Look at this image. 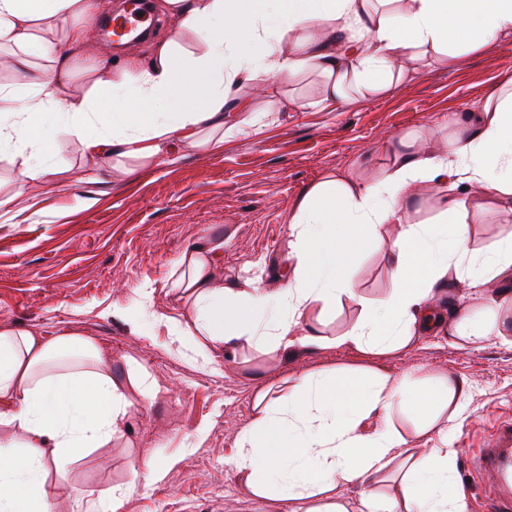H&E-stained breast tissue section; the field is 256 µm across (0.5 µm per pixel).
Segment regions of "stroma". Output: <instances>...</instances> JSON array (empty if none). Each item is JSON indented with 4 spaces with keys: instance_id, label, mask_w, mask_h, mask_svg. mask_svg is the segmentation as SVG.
I'll list each match as a JSON object with an SVG mask.
<instances>
[{
    "instance_id": "1",
    "label": "stroma",
    "mask_w": 512,
    "mask_h": 512,
    "mask_svg": "<svg viewBox=\"0 0 512 512\" xmlns=\"http://www.w3.org/2000/svg\"><path fill=\"white\" fill-rule=\"evenodd\" d=\"M417 75L393 91L336 112L314 106L319 82L261 80L243 86L260 117L225 134L222 151L184 147L176 160L113 176L84 158L76 141L58 140V163L80 181L48 191L33 183L43 215L30 224L0 217V324L37 330L47 339L76 332L112 353V374L131 403L122 434L71 470V488L94 497L130 486L120 512H287L284 503L256 498L234 467L241 434L254 422L258 389L280 391L309 374L368 366L398 377L445 373L472 385L471 413L450 432L457 450L455 475L467 512H480L495 493L493 481L472 465L488 434L512 420V342L465 345L444 333L386 358L343 347L298 352L270 360L253 347L217 349L202 368L172 343L157 314L188 315L171 292L174 261L202 239L224 238V271L253 276L265 262V282L278 281L288 250V221L310 185L336 171L372 179L384 169V143L411 136L440 149L449 119L480 111L485 99L512 80V38L440 67L419 61ZM308 100L291 109L288 97ZM471 246L485 251L512 235V207L475 200L469 214ZM398 225L380 224L363 240L349 277L353 298L325 315L335 336L360 315V300L376 304L394 286L386 252ZM152 294L150 317L139 325L124 314L143 285ZM147 369L157 392L143 398L133 384ZM155 451L164 467L155 482L134 478L130 464Z\"/></svg>"
}]
</instances>
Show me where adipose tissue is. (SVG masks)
Returning <instances> with one entry per match:
<instances>
[{"mask_svg":"<svg viewBox=\"0 0 512 512\" xmlns=\"http://www.w3.org/2000/svg\"><path fill=\"white\" fill-rule=\"evenodd\" d=\"M161 8L173 20L168 39L109 78L89 60L80 89L69 80L71 57L87 49L83 23L94 0H0V43L15 46L13 66L39 57L51 64L26 87L0 83V154L18 162L0 212L39 215L28 186L58 182V136L76 138L102 164L154 165L199 143L220 151L225 131L250 123L251 102L238 91L259 78L288 83L316 74L318 104L333 112L396 87L426 56L444 65L512 37V0H162ZM387 152L380 177L336 175L300 197L276 287L259 276L217 278L223 243L182 253L170 287L190 300L191 320H160L196 363L209 366L220 346L275 358L332 346L389 356L441 327L474 346L512 335V236L480 254L468 227L476 195L512 203V90L457 119L443 150L402 137ZM419 180L448 188L436 223L406 219ZM379 224L401 227L387 254L395 286L379 305L363 304L345 331L325 335L320 316L351 295L355 246ZM465 280L496 294L446 319L430 300ZM111 362L89 336L48 340L0 326V512H54L47 473L66 478L83 453L120 434L130 403ZM471 400L470 382L450 375L346 369L306 377L288 392L256 394V421L239 440L235 469L254 495L293 503V512H347L338 494L354 482L363 486L359 512H465L448 429L469 415ZM396 410L427 438L423 452L407 448L391 419ZM376 417L383 425L367 429ZM392 473L396 494L370 490Z\"/></svg>","mask_w":512,"mask_h":512,"instance_id":"ef3b65f1","label":"adipose tissue"}]
</instances>
